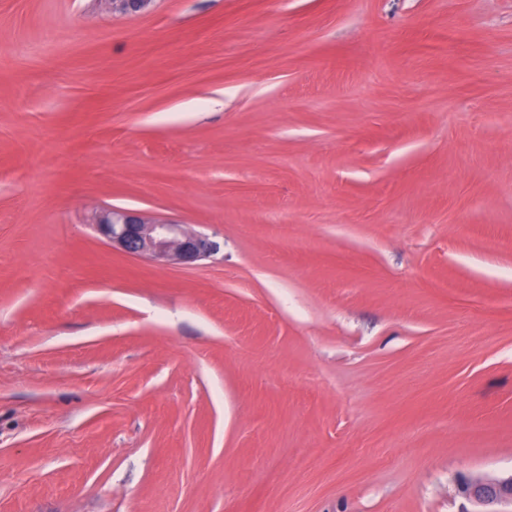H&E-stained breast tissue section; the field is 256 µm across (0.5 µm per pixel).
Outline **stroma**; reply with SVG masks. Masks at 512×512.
Listing matches in <instances>:
<instances>
[{
    "instance_id": "35a3bbf8",
    "label": "stroma",
    "mask_w": 512,
    "mask_h": 512,
    "mask_svg": "<svg viewBox=\"0 0 512 512\" xmlns=\"http://www.w3.org/2000/svg\"><path fill=\"white\" fill-rule=\"evenodd\" d=\"M507 117L512 0H0V512H481ZM104 9L111 13L138 15L149 10L153 0H100ZM95 224L98 233L112 248L161 262L191 264L219 250L218 243L188 233L183 224L165 219H146L134 210L107 209L96 217Z\"/></svg>"
}]
</instances>
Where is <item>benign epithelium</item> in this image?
Returning <instances> with one entry per match:
<instances>
[{
  "instance_id": "7a95c632",
  "label": "benign epithelium",
  "mask_w": 512,
  "mask_h": 512,
  "mask_svg": "<svg viewBox=\"0 0 512 512\" xmlns=\"http://www.w3.org/2000/svg\"><path fill=\"white\" fill-rule=\"evenodd\" d=\"M111 13L138 15L149 10L153 0H100ZM98 233L114 248L133 255L148 256L161 262L191 264L210 257L219 244L207 237L189 233L183 225L165 219H147L134 210L107 209L95 220ZM467 491L484 504L512 505V476L479 479Z\"/></svg>"
}]
</instances>
